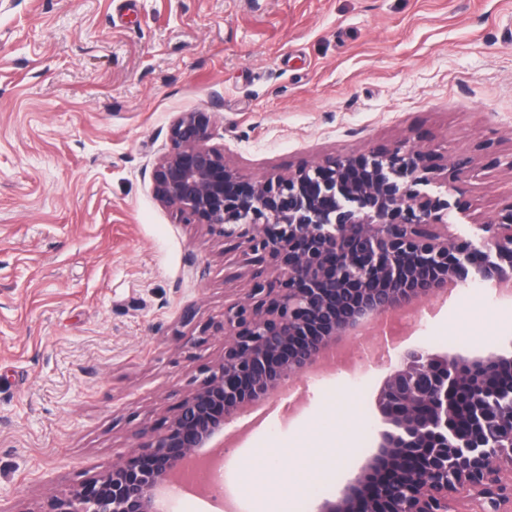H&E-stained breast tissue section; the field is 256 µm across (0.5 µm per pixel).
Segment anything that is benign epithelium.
<instances>
[{
    "mask_svg": "<svg viewBox=\"0 0 512 512\" xmlns=\"http://www.w3.org/2000/svg\"><path fill=\"white\" fill-rule=\"evenodd\" d=\"M211 117L182 112L171 150L153 170L156 198L187 224L240 240L274 262L256 301L224 310V358L165 429L137 434L135 450L79 484L47 512H157L190 459L218 464L224 428L277 399L290 377L327 363L363 330L448 295L486 285L511 292L512 203L482 224L476 247L448 232V199L423 187L432 153L406 146L329 156L286 176L245 180L209 144ZM512 356L408 349L376 402V452L318 512H512Z\"/></svg>",
    "mask_w": 512,
    "mask_h": 512,
    "instance_id": "7a95c632",
    "label": "benign epithelium"
}]
</instances>
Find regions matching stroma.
Wrapping results in <instances>:
<instances>
[{
	"mask_svg": "<svg viewBox=\"0 0 512 512\" xmlns=\"http://www.w3.org/2000/svg\"><path fill=\"white\" fill-rule=\"evenodd\" d=\"M197 110L247 180L378 146L473 157L449 230L480 244L512 203V0H0V512H45L163 430L269 270L154 195ZM401 338L512 352V297L457 288ZM391 370L339 363L237 417L224 485L248 453L309 460L311 487L337 475L303 493L316 512L374 452Z\"/></svg>",
	"mask_w": 512,
	"mask_h": 512,
	"instance_id": "obj_1",
	"label": "stroma"
}]
</instances>
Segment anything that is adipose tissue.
I'll return each mask as SVG.
<instances>
[{"label":"adipose tissue","mask_w":512,"mask_h":512,"mask_svg":"<svg viewBox=\"0 0 512 512\" xmlns=\"http://www.w3.org/2000/svg\"><path fill=\"white\" fill-rule=\"evenodd\" d=\"M238 468L244 489L261 512H283L284 498L296 495L301 477L283 469L275 459L263 461L243 456Z\"/></svg>","instance_id":"1"}]
</instances>
